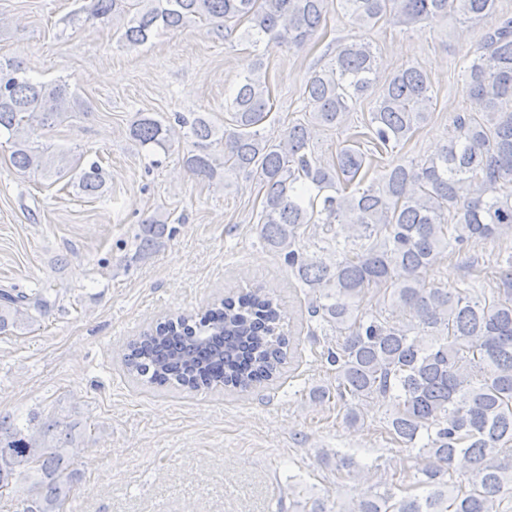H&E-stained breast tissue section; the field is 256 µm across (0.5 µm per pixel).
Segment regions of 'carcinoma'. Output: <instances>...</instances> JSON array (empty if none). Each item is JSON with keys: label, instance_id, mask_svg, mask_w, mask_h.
Wrapping results in <instances>:
<instances>
[{"label": "carcinoma", "instance_id": "1", "mask_svg": "<svg viewBox=\"0 0 512 512\" xmlns=\"http://www.w3.org/2000/svg\"><path fill=\"white\" fill-rule=\"evenodd\" d=\"M497 0H89V17L112 19L129 49L161 30L210 24L234 31L255 47L301 49L318 33L331 6L355 28L381 21L414 27L437 16L491 20L461 70L469 107L453 120V135L437 153L391 165L365 183L376 156L404 145L426 123L432 84L418 63L397 70L374 92L378 59L370 43L341 45L330 66L311 75L303 97L316 126L336 127L370 99L361 139L316 152L315 126L295 124L284 137L263 134L272 105L263 61L256 58L224 105V127L204 116L189 126L194 150L184 167L213 182L242 176L263 193L260 241L284 256L305 288L309 320L324 332L319 356L336 385L310 390L311 401L336 399L348 428L369 413L396 443L423 462L404 485L374 467L378 480L359 498L308 495L288 478V512H507L512 503V269L490 295L429 282L424 273L450 250L512 238V16ZM75 104L69 83L33 82L20 62L0 63V136L11 144L20 173L70 177L79 193L96 197L105 179L99 162L55 157L31 146L34 129L50 127ZM173 126L137 115L131 137L167 151ZM223 145V158L211 152ZM168 231L155 217L142 221L134 258L153 250ZM308 240L310 246L302 245ZM377 306L362 307L366 294ZM50 289L0 295V331L33 320L49 306ZM276 298L262 288L226 297L196 315H176L129 345L127 365L147 382L189 389L224 385L245 390L274 381L291 339L280 331ZM0 417V489H26L23 512H63L85 448L61 422L35 426ZM324 460L357 476L355 458L332 448Z\"/></svg>", "mask_w": 512, "mask_h": 512}]
</instances>
